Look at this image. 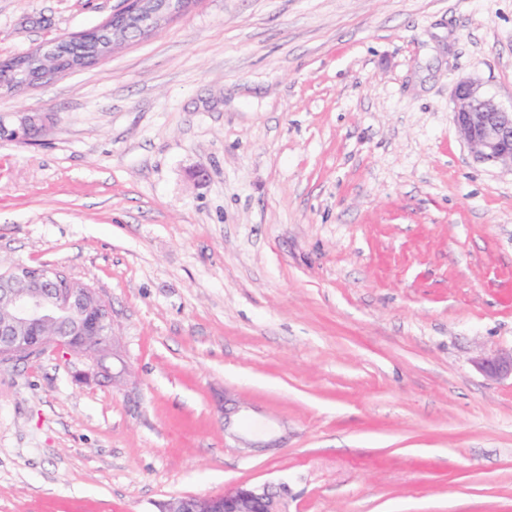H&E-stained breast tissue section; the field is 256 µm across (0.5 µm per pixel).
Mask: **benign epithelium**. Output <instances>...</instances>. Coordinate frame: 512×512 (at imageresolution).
Wrapping results in <instances>:
<instances>
[{"instance_id":"7a95c632","label":"benign epithelium","mask_w":512,"mask_h":512,"mask_svg":"<svg viewBox=\"0 0 512 512\" xmlns=\"http://www.w3.org/2000/svg\"><path fill=\"white\" fill-rule=\"evenodd\" d=\"M160 26L152 13L139 14L133 28L151 33ZM39 69L30 84L43 78V73L62 74L54 49L46 46L35 50ZM452 118L475 159L483 163L502 164L512 168V109L505 110L494 97L487 95L481 84L471 78L454 85ZM50 116L32 112L4 124L0 136L21 143H32L46 128ZM0 309H9L0 317V365L26 360L49 347L69 349L67 338L59 335L64 327L91 333L99 325H112V311L100 294L86 284L71 280L68 291L55 293L41 283L11 279V271H1ZM474 365L486 378L498 381L512 378V350L490 357H478ZM160 512H283L282 492L267 484H239L218 495H183L159 505Z\"/></svg>"}]
</instances>
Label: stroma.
<instances>
[{
    "label": "stroma",
    "instance_id": "1",
    "mask_svg": "<svg viewBox=\"0 0 512 512\" xmlns=\"http://www.w3.org/2000/svg\"><path fill=\"white\" fill-rule=\"evenodd\" d=\"M122 5L0 0V59ZM466 77L512 107V0H193L0 94L53 118L0 140V260L114 319L104 368L0 366V512H512V381L472 364L512 349V169L459 135ZM282 492L267 484H239L218 495H183L159 505L160 512H283Z\"/></svg>",
    "mask_w": 512,
    "mask_h": 512
}]
</instances>
